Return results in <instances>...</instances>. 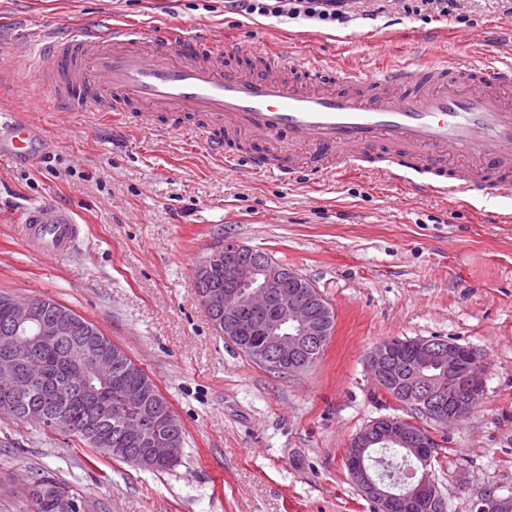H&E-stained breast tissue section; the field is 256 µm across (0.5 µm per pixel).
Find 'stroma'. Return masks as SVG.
Listing matches in <instances>:
<instances>
[{
	"mask_svg": "<svg viewBox=\"0 0 512 512\" xmlns=\"http://www.w3.org/2000/svg\"><path fill=\"white\" fill-rule=\"evenodd\" d=\"M104 16L366 68L512 47L500 0H462L456 19L393 12L336 28L276 26L225 12L224 0H0V40ZM31 87L23 60L0 50V114L21 112L50 139L36 167L0 156V292L51 298L97 325L156 383L184 444L176 466L152 471L0 418V512H31L22 487L41 476L93 512H374L345 450L371 421L408 412L378 387L368 355L433 336L477 350L487 367L482 400L435 432L448 512H471L488 490L512 496V223L484 221L512 211V194L465 205L358 175H250L183 133L60 110L47 91L22 110ZM47 198L85 226L54 259L27 252L16 232L19 213ZM227 240L267 252L332 307L334 332L307 370L267 371L212 328L194 270Z\"/></svg>",
	"mask_w": 512,
	"mask_h": 512,
	"instance_id": "1",
	"label": "stroma"
}]
</instances>
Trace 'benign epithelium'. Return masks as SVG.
<instances>
[{"instance_id":"benign-epithelium-1","label":"benign epithelium","mask_w":512,"mask_h":512,"mask_svg":"<svg viewBox=\"0 0 512 512\" xmlns=\"http://www.w3.org/2000/svg\"><path fill=\"white\" fill-rule=\"evenodd\" d=\"M213 268L224 269V289H199L201 302L209 313L216 332H222L224 318L233 320L238 334H247L257 328L267 343L262 363L271 369L300 370L295 363L300 343L314 336L329 333L332 308L320 301L310 304L302 300L299 292L288 286V275L273 264L264 263V254L236 241L217 245L202 260L195 271L198 283L205 281L203 274ZM41 298H16L10 301L11 321L0 328V392L21 394L39 380L37 372L29 367L30 347L20 338L21 329L35 320ZM35 335L42 338L56 337L60 340L74 335V326L66 317L48 318L38 321ZM406 353L413 366L431 360L448 365V376L421 391H414L413 405L423 410L429 398L441 393L448 385V377L465 369V380L475 399L484 391L485 364L480 353L468 346L455 343L436 344L428 338L408 340L396 345H377L369 355V367L375 379L384 383L389 378L392 363L401 353ZM107 344L96 337L85 345L69 351L80 378L95 372L108 356ZM154 393L150 383L126 387L122 390L121 404L107 415V422L116 430L140 438L151 456L174 464L178 462L183 448V439L175 431L179 421L174 412H169L168 426L160 428L153 413L131 418L125 410L141 406L146 397ZM79 432L95 440L98 447L112 451V440L100 427L97 417L83 420ZM415 442L424 465L431 464L437 440L429 433L419 437L411 434L406 420L383 417L376 424L360 431L345 453V465L351 477L361 485L365 496L378 501L382 512H395L399 496L386 486L377 483L366 468L360 451L368 442ZM437 485L423 477L410 486L405 494L407 502L428 500L436 495ZM475 512H512V497L488 494L474 504Z\"/></svg>"}]
</instances>
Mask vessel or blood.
<instances>
[{
	"instance_id": "vessel-or-blood-1",
	"label": "vessel or blood",
	"mask_w": 512,
	"mask_h": 512,
	"mask_svg": "<svg viewBox=\"0 0 512 512\" xmlns=\"http://www.w3.org/2000/svg\"><path fill=\"white\" fill-rule=\"evenodd\" d=\"M20 50L65 108L137 113L141 129H191L225 165L286 177L365 173L460 201L512 191V58L324 68L263 46L241 51L200 31L149 33L113 22L80 32L38 30ZM40 128L0 119V151L37 164ZM28 251L70 253L82 228L46 200L24 211Z\"/></svg>"
}]
</instances>
